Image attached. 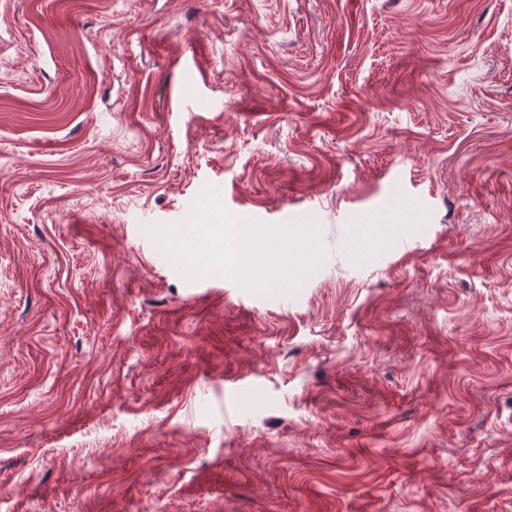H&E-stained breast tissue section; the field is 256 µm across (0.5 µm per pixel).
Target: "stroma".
Returning <instances> with one entry per match:
<instances>
[{
  "instance_id": "35a3bbf8",
  "label": "stroma",
  "mask_w": 512,
  "mask_h": 512,
  "mask_svg": "<svg viewBox=\"0 0 512 512\" xmlns=\"http://www.w3.org/2000/svg\"><path fill=\"white\" fill-rule=\"evenodd\" d=\"M0 512H512V0H0Z\"/></svg>"
}]
</instances>
